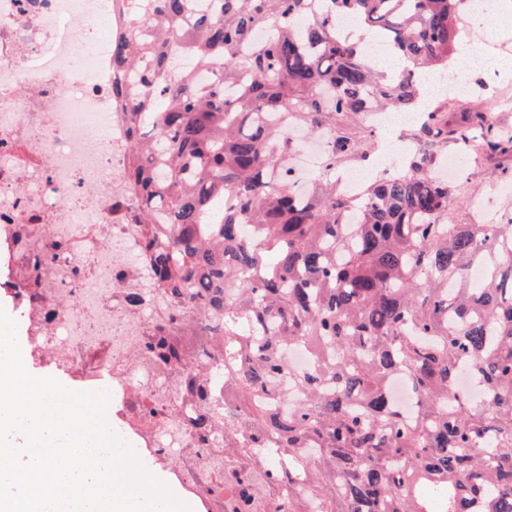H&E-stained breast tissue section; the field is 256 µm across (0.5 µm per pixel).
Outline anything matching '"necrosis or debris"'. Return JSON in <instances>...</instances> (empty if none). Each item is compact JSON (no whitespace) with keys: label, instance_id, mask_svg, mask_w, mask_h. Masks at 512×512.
<instances>
[{"label":"necrosis or debris","instance_id":"4bbe7bcc","mask_svg":"<svg viewBox=\"0 0 512 512\" xmlns=\"http://www.w3.org/2000/svg\"><path fill=\"white\" fill-rule=\"evenodd\" d=\"M126 0H0V240L8 291L35 360L108 381L122 419L190 491L224 459L200 438L199 407L174 389L152 349L171 307L143 260L127 188L128 132L112 110V40ZM136 291L139 305L125 295ZM161 400V414L144 410Z\"/></svg>","mask_w":512,"mask_h":512}]
</instances>
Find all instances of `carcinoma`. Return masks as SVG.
<instances>
[{
    "instance_id": "cac0c4a2",
    "label": "carcinoma",
    "mask_w": 512,
    "mask_h": 512,
    "mask_svg": "<svg viewBox=\"0 0 512 512\" xmlns=\"http://www.w3.org/2000/svg\"><path fill=\"white\" fill-rule=\"evenodd\" d=\"M143 1L112 43V107L128 127L144 260L181 313L157 323L155 354L202 402L198 434L224 418V452L240 456L224 477L242 495L224 512L269 499L288 512H512V213L454 224L436 175L448 137L509 154L512 135L448 129L423 83L453 67L466 0H130ZM345 13L362 34H337ZM365 37L400 67L368 66ZM172 42L189 62L179 70ZM373 109L421 113L414 139L435 153L407 154L352 195L340 170L374 141L347 128ZM293 125L323 139L309 189L292 170ZM293 346L311 348L308 370L291 371ZM219 365L232 411L208 396ZM463 370L480 397L460 392ZM396 374L409 415L387 395ZM283 378L297 399L281 415ZM272 448L288 472L258 468Z\"/></svg>"
}]
</instances>
